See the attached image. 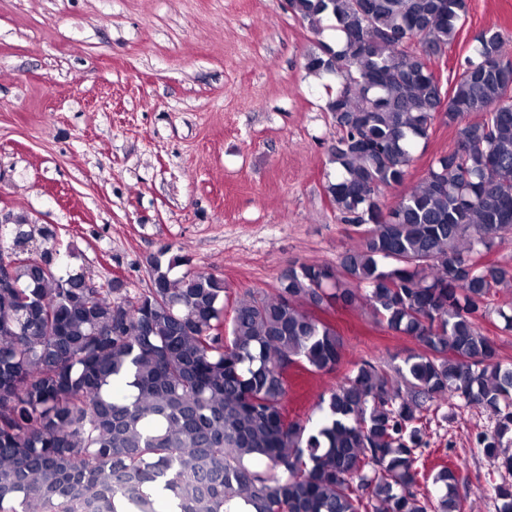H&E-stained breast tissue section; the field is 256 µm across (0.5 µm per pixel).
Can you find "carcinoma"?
Masks as SVG:
<instances>
[{"label": "carcinoma", "instance_id": "cac0c4a2", "mask_svg": "<svg viewBox=\"0 0 512 512\" xmlns=\"http://www.w3.org/2000/svg\"><path fill=\"white\" fill-rule=\"evenodd\" d=\"M312 33L305 55L335 132L325 193L355 245L336 266L290 263L270 292L235 297L224 280L149 261L130 295L96 284L49 251L0 268V512H463L457 470L420 493L423 420L452 399L495 418L475 444L497 469L512 436V367L480 321L512 332V305L492 306L512 267L485 256L512 241V68L487 27L444 83L436 59L457 39L467 0H291ZM471 115L474 122L467 121ZM456 146L388 207L435 122ZM16 245L35 226L14 220ZM366 303L378 324L418 349L389 378L361 359L322 396L321 420H290L288 369L341 362L342 337L305 310ZM265 466L254 467L257 460ZM512 512V483L492 487Z\"/></svg>", "mask_w": 512, "mask_h": 512}]
</instances>
